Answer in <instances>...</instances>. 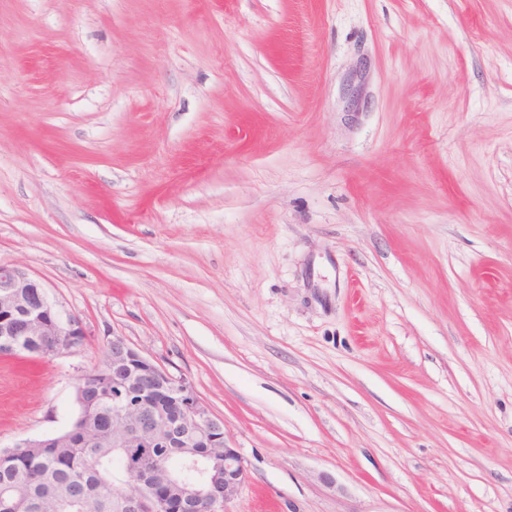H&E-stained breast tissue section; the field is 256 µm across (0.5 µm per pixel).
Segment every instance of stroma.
<instances>
[{"label":"stroma","instance_id":"stroma-1","mask_svg":"<svg viewBox=\"0 0 512 512\" xmlns=\"http://www.w3.org/2000/svg\"><path fill=\"white\" fill-rule=\"evenodd\" d=\"M0 264L90 332L0 355V449L121 336L226 512H512V0H0Z\"/></svg>","mask_w":512,"mask_h":512}]
</instances>
